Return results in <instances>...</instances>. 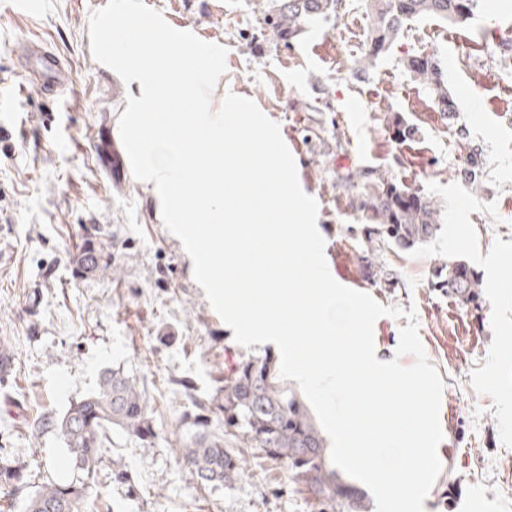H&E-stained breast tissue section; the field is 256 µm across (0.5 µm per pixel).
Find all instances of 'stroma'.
<instances>
[{"label":"stroma","instance_id":"obj_1","mask_svg":"<svg viewBox=\"0 0 512 512\" xmlns=\"http://www.w3.org/2000/svg\"><path fill=\"white\" fill-rule=\"evenodd\" d=\"M40 2L34 15L0 13V88L15 106L0 118V337L15 358L11 385L0 387V447L72 478L61 437L34 431L36 417L63 412L116 368L142 387L156 436L143 445L113 434L112 459L138 491L109 486L112 512H316L260 449H244L243 480L216 489L175 452L192 433L185 418L195 401L268 349L234 341L164 227L156 194L112 156L111 132L134 88L91 54L89 15L108 0ZM144 2L170 25L223 45L220 84L280 125L300 186L319 205L329 269L345 268V286L382 305L415 308L444 383L443 471L425 512H512V289L484 264L490 252L512 254V0H480L463 26L410 21L364 73L349 47L363 0H342L335 20L309 24L288 45L264 28L262 0ZM32 35L67 64L66 102L41 98L17 72L13 51ZM421 50L441 63L452 113L439 112L400 63ZM395 116L415 135L394 138ZM340 164L421 190L440 210L436 236L371 256L361 217L336 184ZM91 225L101 229L105 267L84 275L74 256ZM449 261L477 273L478 304L433 287Z\"/></svg>","mask_w":512,"mask_h":512}]
</instances>
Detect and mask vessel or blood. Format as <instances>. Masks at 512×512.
Returning a JSON list of instances; mask_svg holds the SVG:
<instances>
[{
  "mask_svg": "<svg viewBox=\"0 0 512 512\" xmlns=\"http://www.w3.org/2000/svg\"><path fill=\"white\" fill-rule=\"evenodd\" d=\"M15 62L40 96L56 102L67 97L70 87L69 69L45 40H22L15 53Z\"/></svg>",
  "mask_w": 512,
  "mask_h": 512,
  "instance_id": "b4317fda",
  "label": "vessel or blood"
}]
</instances>
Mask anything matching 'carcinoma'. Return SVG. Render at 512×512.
<instances>
[{
    "instance_id": "cac0c4a2",
    "label": "carcinoma",
    "mask_w": 512,
    "mask_h": 512,
    "mask_svg": "<svg viewBox=\"0 0 512 512\" xmlns=\"http://www.w3.org/2000/svg\"><path fill=\"white\" fill-rule=\"evenodd\" d=\"M370 28L363 59L370 65L385 57L400 38L405 23L434 18L451 25L471 20L478 0H366ZM341 0H264L263 23L283 42L295 38L309 21L330 22ZM404 70L426 83L438 108L451 112L441 63L435 55L412 53L402 60ZM337 185L349 207L365 219V235L372 256L387 248L409 247L432 238L439 229L440 212L421 192L398 186L374 168L336 169ZM83 267L97 271L101 259L93 241L85 239L77 255ZM439 281L461 300L470 303L481 283L466 267L450 263ZM14 359L0 343V386L10 384ZM224 418V433H215L212 415ZM35 428L55 431L67 448L76 477L60 481L34 469L0 447V498L10 503L25 495L26 512H110L102 488L106 483L135 490L128 472L120 467L104 473L112 462V432L142 443L156 433L150 423L142 388L119 369L104 371L95 390L70 401L59 414L43 413ZM193 434L179 449L191 472L206 486L230 487L245 476V461L232 449L235 442L261 449L267 457L286 465L291 481L305 488L318 512H368L362 490L342 479L331 463L326 441L304 400L287 387L277 360L268 355L240 361L224 375L208 403L197 405Z\"/></svg>"
}]
</instances>
